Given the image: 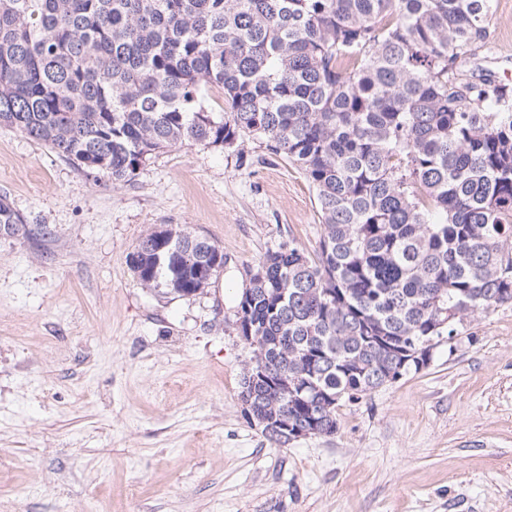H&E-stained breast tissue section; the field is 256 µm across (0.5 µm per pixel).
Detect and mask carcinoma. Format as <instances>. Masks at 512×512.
Returning a JSON list of instances; mask_svg holds the SVG:
<instances>
[{"instance_id": "1", "label": "carcinoma", "mask_w": 512, "mask_h": 512, "mask_svg": "<svg viewBox=\"0 0 512 512\" xmlns=\"http://www.w3.org/2000/svg\"><path fill=\"white\" fill-rule=\"evenodd\" d=\"M494 0H0V127L95 182L244 135L315 189V256L281 244L237 305L240 400L273 445L428 365L434 340L512 304V84ZM213 88L224 109L205 106ZM3 231L26 236L0 197ZM224 252L152 230L130 270L196 295ZM490 31L495 60L486 65L512 84V0H495Z\"/></svg>"}]
</instances>
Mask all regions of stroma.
<instances>
[{
  "mask_svg": "<svg viewBox=\"0 0 512 512\" xmlns=\"http://www.w3.org/2000/svg\"><path fill=\"white\" fill-rule=\"evenodd\" d=\"M512 83V0L490 22ZM0 512H512V305L437 339L428 365L337 412L335 434L271 445L239 399L238 300L267 250L314 253L316 194L285 156L157 152L96 183L0 128ZM172 225L215 241L201 294H158L128 256ZM3 224V225H2ZM24 218L16 213L6 201V197H0V229L5 233L26 236ZM3 227V228H2ZM1 230V231H2Z\"/></svg>",
  "mask_w": 512,
  "mask_h": 512,
  "instance_id": "stroma-1",
  "label": "stroma"
}]
</instances>
